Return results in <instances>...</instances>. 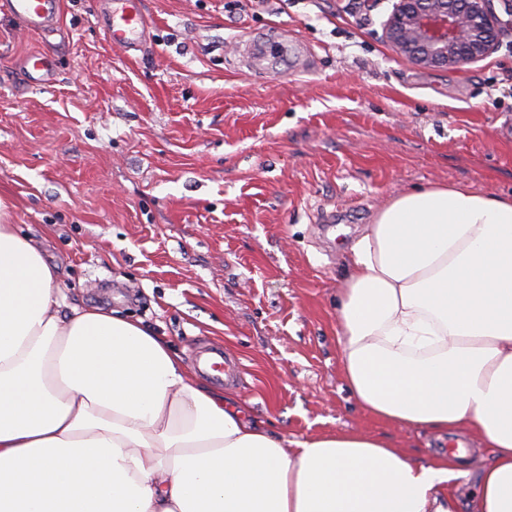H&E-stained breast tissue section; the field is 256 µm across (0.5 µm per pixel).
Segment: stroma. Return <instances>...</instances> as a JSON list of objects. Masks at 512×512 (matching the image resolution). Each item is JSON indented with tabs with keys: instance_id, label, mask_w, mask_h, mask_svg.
I'll return each mask as SVG.
<instances>
[{
	"instance_id": "stroma-1",
	"label": "stroma",
	"mask_w": 512,
	"mask_h": 512,
	"mask_svg": "<svg viewBox=\"0 0 512 512\" xmlns=\"http://www.w3.org/2000/svg\"><path fill=\"white\" fill-rule=\"evenodd\" d=\"M92 2L60 0L39 34L0 11V197L68 304L142 320L189 365L222 343L234 393L288 439L364 430L418 461L484 456L361 408L335 304L391 195H512V26L459 71L382 40L390 0H143L154 41L128 55ZM267 31L289 51L242 67L237 43ZM34 51L54 60L43 86L19 63Z\"/></svg>"
}]
</instances>
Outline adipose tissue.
I'll list each match as a JSON object with an SVG mask.
<instances>
[{
    "label": "adipose tissue",
    "instance_id": "obj_1",
    "mask_svg": "<svg viewBox=\"0 0 512 512\" xmlns=\"http://www.w3.org/2000/svg\"><path fill=\"white\" fill-rule=\"evenodd\" d=\"M0 199V512H459V456L364 431L291 441L141 322L70 306ZM336 305L371 416L477 435L472 512H512V196L390 197Z\"/></svg>",
    "mask_w": 512,
    "mask_h": 512
}]
</instances>
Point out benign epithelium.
I'll return each mask as SVG.
<instances>
[{"instance_id": "benign-epithelium-1", "label": "benign epithelium", "mask_w": 512, "mask_h": 512, "mask_svg": "<svg viewBox=\"0 0 512 512\" xmlns=\"http://www.w3.org/2000/svg\"><path fill=\"white\" fill-rule=\"evenodd\" d=\"M493 0H394L385 40L425 68L462 69L493 53L503 20Z\"/></svg>"}]
</instances>
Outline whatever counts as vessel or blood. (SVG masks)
<instances>
[{"mask_svg":"<svg viewBox=\"0 0 512 512\" xmlns=\"http://www.w3.org/2000/svg\"><path fill=\"white\" fill-rule=\"evenodd\" d=\"M0 5L34 32L52 29L59 14V0H0ZM94 7L113 45L126 51L139 50L150 41L152 25L140 0H94ZM23 66L33 82L44 83L53 78V63L46 53L28 54ZM199 364L203 373L224 382L238 374L237 366L229 363L223 347L214 343Z\"/></svg>","mask_w":512,"mask_h":512,"instance_id":"vessel-or-blood-1","label":"vessel or blood"}]
</instances>
